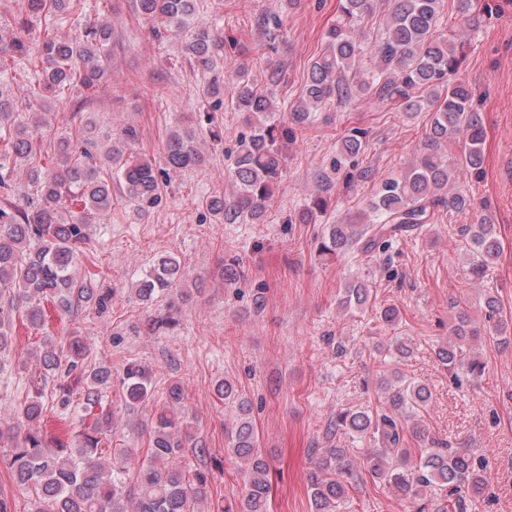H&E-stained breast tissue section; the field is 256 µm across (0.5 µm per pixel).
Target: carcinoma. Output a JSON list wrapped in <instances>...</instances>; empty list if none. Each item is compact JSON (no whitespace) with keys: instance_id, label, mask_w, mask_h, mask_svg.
Masks as SVG:
<instances>
[{"instance_id":"obj_1","label":"carcinoma","mask_w":512,"mask_h":512,"mask_svg":"<svg viewBox=\"0 0 512 512\" xmlns=\"http://www.w3.org/2000/svg\"><path fill=\"white\" fill-rule=\"evenodd\" d=\"M391 2L385 31L372 40L362 25L371 0H339L326 48L311 62L286 116L275 118L278 109L271 97L251 80H238L231 105L243 114L250 134L241 139L228 169L232 195H214L206 201V210L217 223H263L273 186L282 175L283 144L319 107L335 100L357 103L370 92L382 102L401 104L411 115L431 113L429 141L437 145L453 139L463 150L450 162L432 149L403 174L381 180L367 212L351 224L325 225L318 253L337 256L353 248L370 253L433 223L441 207L458 212L471 207L468 196L448 194V185L459 175H478L483 163L485 130L462 71L464 34L448 37L440 31L443 0ZM136 6L156 24L155 32L164 29L179 36L184 59L208 79L205 94H223L224 39L200 21L199 0H136ZM28 9L30 18L18 25L0 24V367L15 346L16 316L38 331L45 327L47 303L71 318L87 309H109L112 289L98 287L94 273L76 274L91 221L112 215L116 194L139 211L155 205L164 190L162 175L205 166L199 141L206 135L213 141L222 138L219 127L206 132L199 127L172 130L161 170L154 159L128 152L139 140L132 125L120 126L117 137L101 144L93 124L82 126L74 136L57 131L49 112L42 111L29 123L26 113L18 111L7 78L11 66L28 59L39 73L28 109L42 110L47 101L64 106L75 91L91 95L112 79V27L100 18L89 19L79 34L56 30L35 42L29 28L33 20L54 16L63 24L67 13L87 8L81 0H28ZM363 53L372 61L370 70L357 85L344 83V75ZM364 147V132L357 129L342 141L341 154L353 157ZM49 152L60 163L36 168L38 158ZM19 170L26 171L30 185L22 195L13 192V176ZM75 203L81 204L78 213L72 211ZM327 210V199L318 195L287 223L316 224ZM467 233L468 279L480 283L500 257V239L487 217L469 225ZM183 275L175 256L161 254L136 282L134 298L151 304L176 290ZM223 276L231 283L241 279L239 258L224 259ZM370 303L371 291L363 284L349 283L342 291L340 304L345 309L363 310ZM448 308L453 313L451 339L435 348V357L449 370L479 378L484 362L471 353V345L481 339L511 345L512 312L490 290L484 295L483 327L475 325L460 302L452 300ZM375 314L381 323L392 325L399 321L400 311L384 304ZM178 325L169 312L132 329L156 335ZM387 351L392 367L380 371L379 405L348 408L327 424L331 436L368 439L377 448L362 455L358 469L350 449L337 444L318 449L308 475L311 512H338L361 469L400 499L417 504L418 512H425L429 497L436 501L434 512H472L474 500L488 483L486 458L426 434L418 418L430 406L432 391L406 378L400 369L413 348L396 336ZM87 357L84 337L76 332L46 337L37 357L39 372L27 374L25 398L12 420L0 421V465L26 493L27 512H268L270 464L257 444L250 401L236 384L223 379L214 387L218 400L237 404L236 414L224 424L229 439L224 458L213 457L210 470L196 469L187 464L185 453L206 455L209 449L189 448L194 432L186 419L180 381H169L158 395L152 368L133 359L122 366L124 406L161 401L151 419L149 448L141 457L136 448L112 445L113 412L103 406L104 393L112 385V366L92 365ZM60 373L70 381L58 386L62 394L49 404L48 379ZM76 392L82 395L76 404L82 411L80 430L65 438L48 435V419L57 411L71 410ZM409 435L421 440L423 447H408ZM226 462L240 466L243 474L239 510L220 504L205 509L201 503Z\"/></svg>"}]
</instances>
